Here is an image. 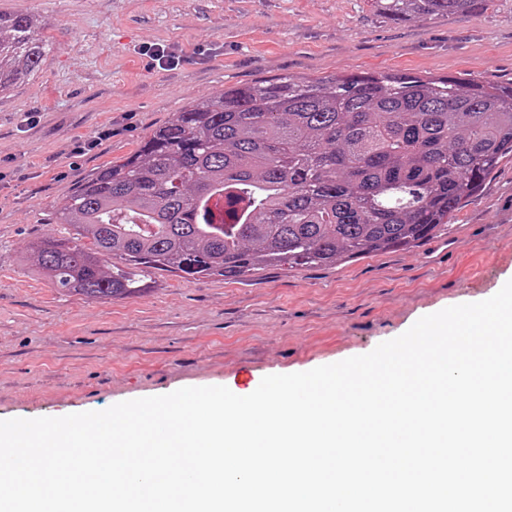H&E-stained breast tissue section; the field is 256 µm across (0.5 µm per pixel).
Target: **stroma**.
I'll return each mask as SVG.
<instances>
[{
    "instance_id": "1",
    "label": "stroma",
    "mask_w": 512,
    "mask_h": 512,
    "mask_svg": "<svg viewBox=\"0 0 512 512\" xmlns=\"http://www.w3.org/2000/svg\"><path fill=\"white\" fill-rule=\"evenodd\" d=\"M44 21L51 50L0 94V420L103 411L188 386L252 393L263 377L372 351L422 316L512 279V160L448 229L336 265L235 280L156 275L141 296L52 288L30 254L61 235L67 192L224 89L397 71L512 84V0L389 19L371 0H0ZM165 46L179 65H158Z\"/></svg>"
}]
</instances>
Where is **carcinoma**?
<instances>
[{"label": "carcinoma", "instance_id": "carcinoma-1", "mask_svg": "<svg viewBox=\"0 0 512 512\" xmlns=\"http://www.w3.org/2000/svg\"><path fill=\"white\" fill-rule=\"evenodd\" d=\"M393 19L486 0H376ZM42 23L0 11V94L50 51ZM512 159V84L411 73L286 77L192 104L65 196L62 236L32 245L53 287L142 295L159 272L236 279L409 249L448 226Z\"/></svg>", "mask_w": 512, "mask_h": 512}]
</instances>
